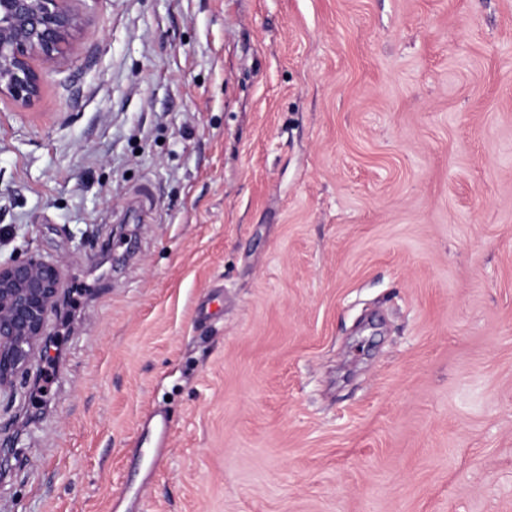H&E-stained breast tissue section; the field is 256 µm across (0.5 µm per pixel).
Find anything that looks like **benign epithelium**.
Segmentation results:
<instances>
[{"label":"benign epithelium","mask_w":512,"mask_h":512,"mask_svg":"<svg viewBox=\"0 0 512 512\" xmlns=\"http://www.w3.org/2000/svg\"><path fill=\"white\" fill-rule=\"evenodd\" d=\"M77 0H0V102L30 107L43 71L78 50ZM65 290L59 266L34 253L0 263V395L26 371Z\"/></svg>","instance_id":"7a95c632"}]
</instances>
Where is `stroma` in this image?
<instances>
[{"instance_id": "obj_1", "label": "stroma", "mask_w": 512, "mask_h": 512, "mask_svg": "<svg viewBox=\"0 0 512 512\" xmlns=\"http://www.w3.org/2000/svg\"><path fill=\"white\" fill-rule=\"evenodd\" d=\"M80 7L0 104L67 286L0 512H512V0Z\"/></svg>"}]
</instances>
